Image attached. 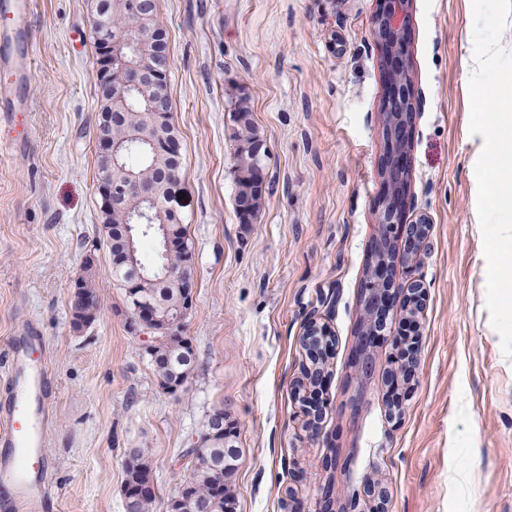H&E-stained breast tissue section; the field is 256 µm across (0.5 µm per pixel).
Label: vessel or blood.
Segmentation results:
<instances>
[{
  "instance_id": "vessel-or-blood-1",
  "label": "vessel or blood",
  "mask_w": 512,
  "mask_h": 512,
  "mask_svg": "<svg viewBox=\"0 0 512 512\" xmlns=\"http://www.w3.org/2000/svg\"><path fill=\"white\" fill-rule=\"evenodd\" d=\"M32 0H0V125L30 109L18 93L28 82L34 54ZM40 336H16L0 356V512H48L49 481L58 462L47 442L53 424L54 378Z\"/></svg>"
}]
</instances>
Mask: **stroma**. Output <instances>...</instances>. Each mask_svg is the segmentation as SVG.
<instances>
[{"label":"stroma","mask_w":512,"mask_h":512,"mask_svg":"<svg viewBox=\"0 0 512 512\" xmlns=\"http://www.w3.org/2000/svg\"><path fill=\"white\" fill-rule=\"evenodd\" d=\"M35 3L32 109L0 148V353L22 323L48 342L55 512H126L131 448L146 450L165 512L217 405L242 450L235 512H319L330 483L337 512H372L370 479L387 489L384 512H512V359L486 308L481 138L469 132L472 0L411 2L405 61L418 110L405 220L428 219L430 234L421 254L394 258L397 281L425 293L418 363L395 419L384 382L406 312L394 309L371 349V380L350 364L382 199L379 0H158L184 157L172 205L195 263L184 334L196 361L178 398L128 331L98 220L94 0ZM236 88L268 148L265 201L249 224L235 205ZM90 253L101 306L76 332L70 295ZM314 313L335 339L316 433L293 398Z\"/></svg>","instance_id":"1"}]
</instances>
